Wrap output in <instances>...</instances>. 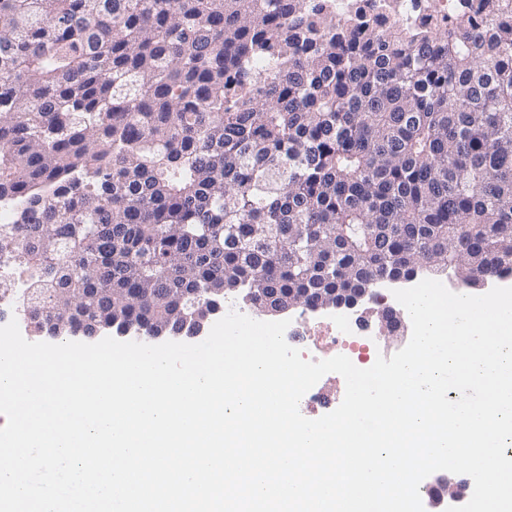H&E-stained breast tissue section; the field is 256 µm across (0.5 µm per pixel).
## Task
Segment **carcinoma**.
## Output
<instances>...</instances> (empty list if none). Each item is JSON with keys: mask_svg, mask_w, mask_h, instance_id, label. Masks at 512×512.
I'll use <instances>...</instances> for the list:
<instances>
[{"mask_svg": "<svg viewBox=\"0 0 512 512\" xmlns=\"http://www.w3.org/2000/svg\"><path fill=\"white\" fill-rule=\"evenodd\" d=\"M0 0V251L30 322L512 275V0ZM459 0H374L370 4L389 22L446 21Z\"/></svg>", "mask_w": 512, "mask_h": 512, "instance_id": "carcinoma-1", "label": "carcinoma"}]
</instances>
